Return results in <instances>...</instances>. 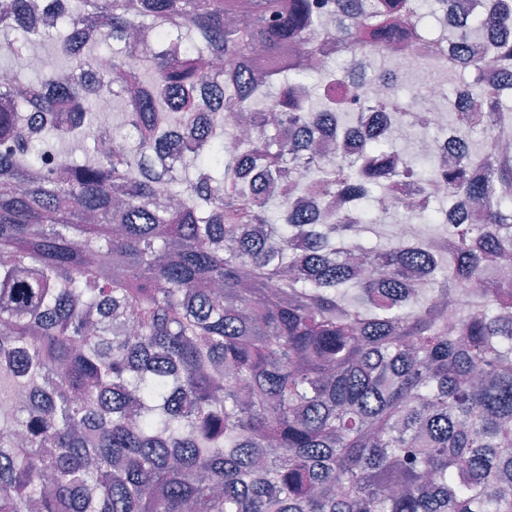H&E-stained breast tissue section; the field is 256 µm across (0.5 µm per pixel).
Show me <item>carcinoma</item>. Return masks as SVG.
Here are the masks:
<instances>
[{
  "mask_svg": "<svg viewBox=\"0 0 512 512\" xmlns=\"http://www.w3.org/2000/svg\"><path fill=\"white\" fill-rule=\"evenodd\" d=\"M0 0V512H512V0L452 30L457 147L309 59L417 36L418 0ZM107 68H95L102 43ZM262 47L270 66L257 72ZM224 59V69L215 61ZM126 107L134 148L99 120ZM246 112V147L225 117ZM483 132L479 151L471 137ZM92 140L82 160L66 144ZM438 182L446 232L379 248ZM326 201L311 210L307 197ZM280 207V223L266 214ZM481 205L479 224L469 211ZM469 304L457 307L461 289ZM390 224L386 225V226H381V227H377V231H378V235L379 237L376 238V237H373V242H381V244H384L388 241V238L389 237V230H390V225H392V230H391V234H392V238L393 240H401V239H405L409 236L410 234V225L409 223H405L406 222V218L404 215H398V216H394L393 218H391L389 220Z\"/></svg>",
  "mask_w": 512,
  "mask_h": 512,
  "instance_id": "carcinoma-1",
  "label": "carcinoma"
}]
</instances>
